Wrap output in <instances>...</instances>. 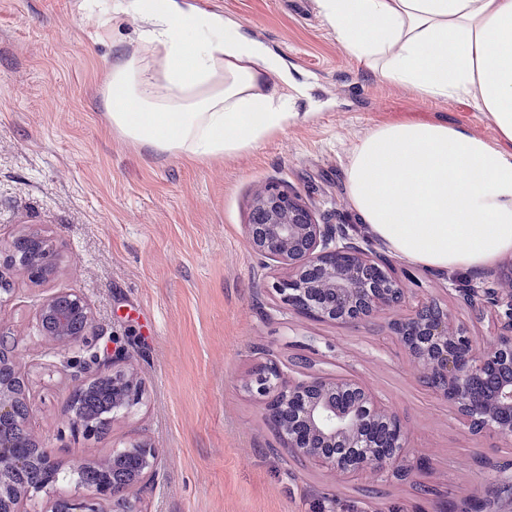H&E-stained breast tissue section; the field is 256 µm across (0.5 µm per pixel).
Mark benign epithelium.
<instances>
[{
  "instance_id": "1",
  "label": "benign epithelium",
  "mask_w": 512,
  "mask_h": 512,
  "mask_svg": "<svg viewBox=\"0 0 512 512\" xmlns=\"http://www.w3.org/2000/svg\"><path fill=\"white\" fill-rule=\"evenodd\" d=\"M250 249L287 275L273 284L279 301L296 313L334 324L367 321L406 301L403 280L393 260L363 246L343 224L316 222L309 201L277 183L260 188L251 202V223L245 225ZM58 253L52 240L29 232L14 238L0 258V300L11 292L8 277L22 275L33 282L54 276ZM473 318L489 316L493 336L485 350L475 347L467 329L457 325L448 310L424 299L392 324L393 335L419 367L418 380L448 402L473 434L490 431L512 440V265L497 275L496 287L458 288ZM38 331L46 341L77 347L86 356L66 363L78 381L70 401L103 379L112 380V416L138 405L142 381L132 367L120 368L129 356L115 352L101 358L100 335L91 334L89 304L79 295L55 293L41 305ZM248 392L264 399L265 417L277 431L288 455L326 468L341 478L381 475L399 469L407 447V431L399 414L359 382L343 376L287 377L272 361L259 362L245 382ZM29 390L15 343L0 330V512H24L27 497L53 488L62 480L87 486L85 473L105 466L76 461L68 467L29 436ZM75 432L86 439L101 434L100 421L85 419L70 409ZM370 443L374 453L356 463L337 456L336 445L350 448ZM131 454L140 463L139 476L122 488L87 486L89 494L61 497L53 512H107L108 500L155 479L157 453L148 442H136L112 452L116 460ZM49 472L39 485L22 488L16 476L34 464Z\"/></svg>"
}]
</instances>
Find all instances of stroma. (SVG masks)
Returning a JSON list of instances; mask_svg holds the SVG:
<instances>
[{"instance_id": "obj_1", "label": "stroma", "mask_w": 512, "mask_h": 512, "mask_svg": "<svg viewBox=\"0 0 512 512\" xmlns=\"http://www.w3.org/2000/svg\"><path fill=\"white\" fill-rule=\"evenodd\" d=\"M224 13L281 54L306 86L300 120L254 150L206 163L156 156L110 129L101 100L113 53L133 48L136 24L110 21L88 0H0V248L20 233L49 236L56 275L15 280L0 302V330L22 356L30 430L55 458L97 461L148 441L154 483L125 493L136 512H463L507 504L485 460L512 462V442L471 435L453 409L418 381L393 337L397 311L335 325L280 307L271 285L283 269L250 250L245 226L257 189L277 181L302 193L319 223L359 224L345 166L376 125L445 121L488 141L490 120L464 101L429 99L368 72L336 41L317 0H194ZM410 268V300L436 298L477 345L453 286L482 275ZM70 291L88 301L101 345L128 352L143 382L141 403L97 439L73 433L76 386L63 363L71 348L36 330L40 305ZM347 376L394 407L408 432L403 476L344 481L287 456L262 402L243 382L269 358L289 370Z\"/></svg>"}]
</instances>
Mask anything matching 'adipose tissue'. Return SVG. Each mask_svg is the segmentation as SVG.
I'll return each instance as SVG.
<instances>
[{
  "label": "adipose tissue",
  "instance_id": "obj_1",
  "mask_svg": "<svg viewBox=\"0 0 512 512\" xmlns=\"http://www.w3.org/2000/svg\"><path fill=\"white\" fill-rule=\"evenodd\" d=\"M339 45L375 76L464 100L490 142L445 122L377 125L351 151L347 197L370 236L424 268L475 273L512 253V0H317ZM138 23L102 103L113 132L156 155L234 158L294 124L285 61L193 0H112Z\"/></svg>",
  "mask_w": 512,
  "mask_h": 512
}]
</instances>
